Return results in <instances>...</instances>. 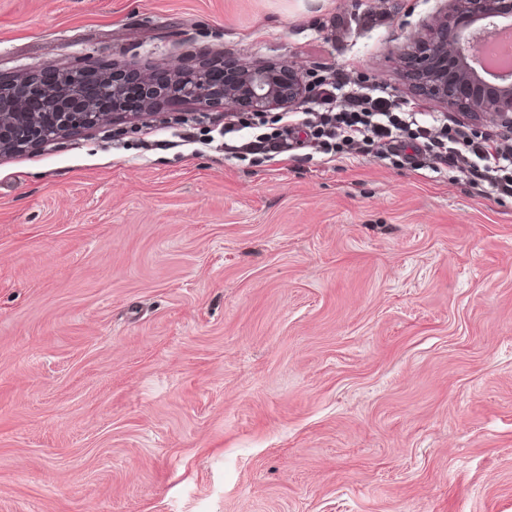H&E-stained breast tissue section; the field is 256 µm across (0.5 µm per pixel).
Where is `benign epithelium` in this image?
Instances as JSON below:
<instances>
[{"label":"benign epithelium","instance_id":"benign-epithelium-1","mask_svg":"<svg viewBox=\"0 0 512 512\" xmlns=\"http://www.w3.org/2000/svg\"><path fill=\"white\" fill-rule=\"evenodd\" d=\"M512 21V0H449L448 10L403 57V71L412 87L450 108L512 128V71L488 74L477 67L485 40L503 22ZM236 77L222 85L210 81L211 67L171 68L172 80L161 87L154 73L138 76L142 117L164 100L217 102L227 111L245 108L268 112L302 101L307 84L299 67L232 64ZM124 77L102 73L94 91L75 81V70L43 63L12 85H0V155L50 144L70 132L95 127L109 113L95 108L102 92L123 101Z\"/></svg>","mask_w":512,"mask_h":512}]
</instances>
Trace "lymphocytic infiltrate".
Returning a JSON list of instances; mask_svg holds the SVG:
<instances>
[{
	"label": "lymphocytic infiltrate",
	"mask_w": 512,
	"mask_h": 512,
	"mask_svg": "<svg viewBox=\"0 0 512 512\" xmlns=\"http://www.w3.org/2000/svg\"><path fill=\"white\" fill-rule=\"evenodd\" d=\"M269 121L256 114L225 122V153L271 162L313 147L334 162L358 147L395 164L445 165L478 196L512 198L511 136L450 128L448 117H425L384 89L348 81L341 71L320 83L303 111L278 115V132H267Z\"/></svg>",
	"instance_id": "lymphocytic-infiltrate-1"
}]
</instances>
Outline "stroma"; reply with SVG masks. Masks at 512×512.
Returning a JSON list of instances; mask_svg holds the SVG:
<instances>
[{"mask_svg": "<svg viewBox=\"0 0 512 512\" xmlns=\"http://www.w3.org/2000/svg\"><path fill=\"white\" fill-rule=\"evenodd\" d=\"M446 0H0L35 65L346 70ZM220 104L0 158V512H512V198L359 150L226 156Z\"/></svg>", "mask_w": 512, "mask_h": 512, "instance_id": "obj_1", "label": "stroma"}]
</instances>
